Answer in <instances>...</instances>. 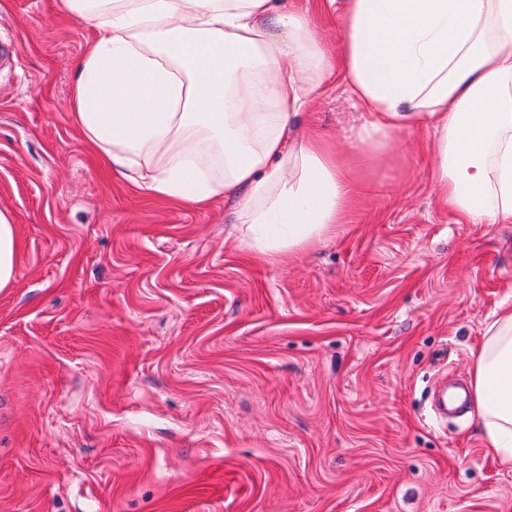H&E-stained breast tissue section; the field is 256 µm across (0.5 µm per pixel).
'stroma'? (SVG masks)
Here are the masks:
<instances>
[{
    "instance_id": "1",
    "label": "stroma",
    "mask_w": 512,
    "mask_h": 512,
    "mask_svg": "<svg viewBox=\"0 0 512 512\" xmlns=\"http://www.w3.org/2000/svg\"><path fill=\"white\" fill-rule=\"evenodd\" d=\"M97 35L0 0V512H512L474 413L436 420L512 301V224H459L403 135L336 238L287 264L225 245L232 205L109 177L71 118ZM304 124L364 120L325 83ZM21 249L16 224L0 211V289L9 286L14 278L15 264Z\"/></svg>"
}]
</instances>
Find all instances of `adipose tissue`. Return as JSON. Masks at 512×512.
Returning <instances> with one entry per match:
<instances>
[{
	"instance_id": "adipose-tissue-1",
	"label": "adipose tissue",
	"mask_w": 512,
	"mask_h": 512,
	"mask_svg": "<svg viewBox=\"0 0 512 512\" xmlns=\"http://www.w3.org/2000/svg\"><path fill=\"white\" fill-rule=\"evenodd\" d=\"M98 36L73 120L112 175L196 208L234 203L249 256L282 262L346 223L361 168L401 133L433 138L432 173L466 224H512V0H64ZM335 14L333 49L317 15ZM341 77L364 123L346 143L303 127ZM486 448L512 463V305L474 360Z\"/></svg>"
}]
</instances>
